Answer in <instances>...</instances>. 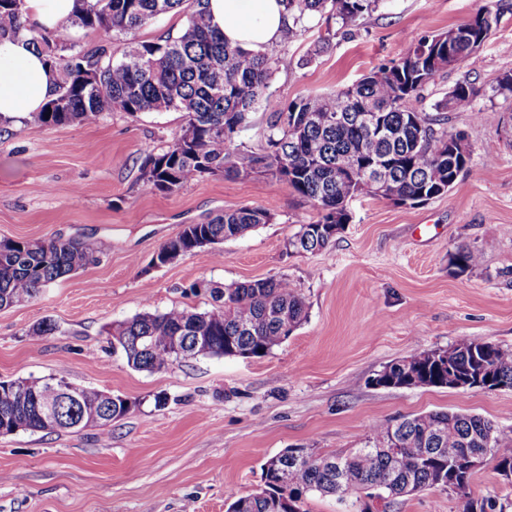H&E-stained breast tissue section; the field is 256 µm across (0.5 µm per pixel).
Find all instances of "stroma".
I'll return each instance as SVG.
<instances>
[{
	"label": "stroma",
	"instance_id": "35a3bbf8",
	"mask_svg": "<svg viewBox=\"0 0 512 512\" xmlns=\"http://www.w3.org/2000/svg\"><path fill=\"white\" fill-rule=\"evenodd\" d=\"M498 22L477 71L459 65L424 93L421 111L458 81L476 91L473 111L449 113L471 160L445 195L416 206L353 199L335 242L298 254L288 241L316 220L310 202L258 173L217 175L171 193L147 186L142 158L181 131L179 112H109L94 123L40 126L20 118L0 132V238L90 237L100 251L78 274L28 302L0 309V380L57 378L123 396L131 411L109 440L95 427L0 436V512H226L255 493L262 465L292 446L322 454L363 447L382 419L432 410L478 414L512 428V389L384 388L372 379L415 348L469 339L512 349V98L495 79L512 72V0H385L346 30L311 19L272 52L270 103L243 142L258 147L270 111L342 89L400 58L412 42L448 31L480 10ZM498 148L485 152L487 143ZM271 223L165 266L159 248L187 224L240 206ZM466 247L479 267L456 275L448 258ZM285 279L308 305L306 321L262 358L204 357L163 371L136 370L112 348L113 324L174 307L203 312L206 279L230 285ZM52 334L32 335L42 320ZM512 499L494 461L466 492L431 488L391 512H463L467 500Z\"/></svg>",
	"mask_w": 512,
	"mask_h": 512
}]
</instances>
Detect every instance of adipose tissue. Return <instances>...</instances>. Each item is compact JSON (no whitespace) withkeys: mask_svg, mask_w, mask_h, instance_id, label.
Here are the masks:
<instances>
[{"mask_svg":"<svg viewBox=\"0 0 512 512\" xmlns=\"http://www.w3.org/2000/svg\"><path fill=\"white\" fill-rule=\"evenodd\" d=\"M75 0H24L30 23L65 30L75 14ZM212 24L226 42L256 54L279 43L289 23L282 0H209ZM56 76L45 55L27 38H0V119L40 111L52 98Z\"/></svg>","mask_w":512,"mask_h":512,"instance_id":"adipose-tissue-1","label":"adipose tissue"}]
</instances>
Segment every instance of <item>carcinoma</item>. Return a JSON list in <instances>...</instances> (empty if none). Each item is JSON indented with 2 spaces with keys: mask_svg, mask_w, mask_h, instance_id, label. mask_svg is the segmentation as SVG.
<instances>
[{
  "mask_svg": "<svg viewBox=\"0 0 512 512\" xmlns=\"http://www.w3.org/2000/svg\"><path fill=\"white\" fill-rule=\"evenodd\" d=\"M191 2L185 28L176 36L140 42L131 35L161 14ZM24 0H0V36L23 35L47 56L57 74V89L32 121L46 126L93 123L107 112L129 115L182 112V133L141 161L151 188L173 192L184 184L218 174L248 177L264 173L308 200L318 219L301 224L288 242L297 253L328 247L336 234L326 227L350 220V202L360 195L419 204L442 196L467 167L470 155L456 152L444 127L443 112L472 110L474 88L456 84L435 104L440 115L421 112L422 92L448 69V52L473 70L480 64L472 45L484 42L497 14L448 46V34L420 38L397 60L371 70L353 84L329 94H310L270 113L264 143L253 150L239 142L253 115L270 96L273 69L282 58L253 54L224 41L207 16V0H76L72 26L127 37L120 55L106 44L76 48L67 30H46L24 19ZM292 19L285 40L305 28L312 16H328L352 27L385 0H283ZM360 161L384 171L383 184L365 190L350 171ZM272 216L242 206L206 224H187L156 254L167 265L195 250L245 235ZM99 252L90 238L0 240V309L36 298L44 288L92 264ZM452 264L456 275L480 264L477 253L460 248ZM209 292L216 302L204 312L172 308L144 312L112 326V348L134 369L162 371L197 356L261 358L281 345L307 318L304 298L286 280L258 279L221 286L194 283L192 292ZM178 337L181 355L169 346ZM203 343L193 352L196 337ZM463 340L436 363L435 351L416 348L383 367L376 377L385 386L405 387L418 378L427 386L456 388L483 370L492 385L512 389V350L491 342ZM68 382L0 380V434L19 430L59 431L88 426L110 437L112 421L125 416L132 402L120 395ZM495 469L512 471V429L478 415L430 411L376 422L365 446L316 454L307 447L286 448L263 465L264 487L232 501L227 512H305L313 494L333 495L346 512H360L361 493L378 490L391 505L426 489L465 490L473 473L463 469L467 456L484 450Z\"/></svg>",
  "mask_w": 512,
  "mask_h": 512,
  "instance_id": "obj_1",
  "label": "carcinoma"
}]
</instances>
